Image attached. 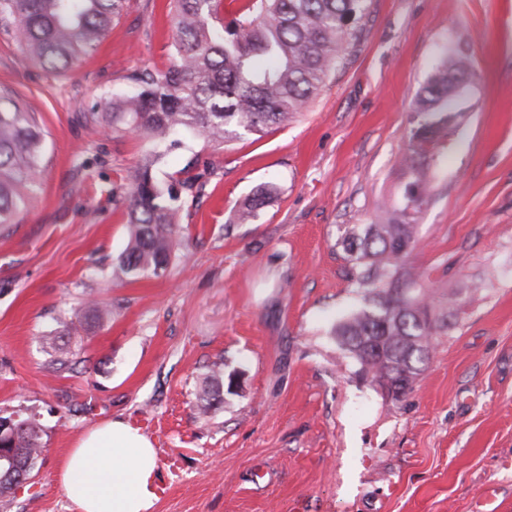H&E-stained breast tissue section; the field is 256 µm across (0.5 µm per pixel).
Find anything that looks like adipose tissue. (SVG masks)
I'll list each match as a JSON object with an SVG mask.
<instances>
[{
	"label": "adipose tissue",
	"instance_id": "ef3b65f1",
	"mask_svg": "<svg viewBox=\"0 0 512 512\" xmlns=\"http://www.w3.org/2000/svg\"><path fill=\"white\" fill-rule=\"evenodd\" d=\"M157 452L152 441L121 419L89 430L60 467L73 512H152Z\"/></svg>",
	"mask_w": 512,
	"mask_h": 512
}]
</instances>
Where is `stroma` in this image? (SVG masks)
<instances>
[{"instance_id":"obj_1","label":"stroma","mask_w":512,"mask_h":512,"mask_svg":"<svg viewBox=\"0 0 512 512\" xmlns=\"http://www.w3.org/2000/svg\"><path fill=\"white\" fill-rule=\"evenodd\" d=\"M366 5L345 65L288 123L174 134L154 174L197 183L159 276L118 273L112 201L154 142L88 115L170 65L169 0H132L62 73L0 35V86L45 135L36 198L0 227V416L35 420L43 452L0 512H72L58 467L114 418L156 448L153 512H512V0ZM460 53L477 79L431 152L410 259L446 325L393 401L334 334L364 303L343 241L404 206L416 95ZM266 183L276 196L239 222Z\"/></svg>"}]
</instances>
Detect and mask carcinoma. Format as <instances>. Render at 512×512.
Wrapping results in <instances>:
<instances>
[{
  "label": "carcinoma",
  "instance_id": "cac0c4a2",
  "mask_svg": "<svg viewBox=\"0 0 512 512\" xmlns=\"http://www.w3.org/2000/svg\"><path fill=\"white\" fill-rule=\"evenodd\" d=\"M366 0H245L230 20L224 0H171L173 61L165 70L130 76L136 91L112 99L110 111L91 119L114 132H142L164 143L179 130L214 143L256 135L306 109L357 39L355 23ZM130 0H0V34L18 42L44 68L66 70L89 56ZM473 70L459 55L438 70L418 93L422 117L409 139L407 205L386 224H363L346 240L354 278L367 305L338 324L341 348L371 382L403 381L409 392L422 371L431 339L441 328L431 317L429 289L410 270L416 248L411 205L426 199L430 186L428 149L447 129L461 84ZM42 127L10 90H0V224H12L39 187L43 168ZM155 158L130 171L129 189L112 190V201L128 213L129 242L119 268L124 274L169 264L177 246L181 193L154 179ZM276 194L258 187L239 219L248 221ZM384 337V351L400 367L369 360L362 347ZM11 463L0 462V503L17 485L4 473L32 472L43 451L35 422L0 440Z\"/></svg>",
  "mask_w": 512,
  "mask_h": 512
}]
</instances>
